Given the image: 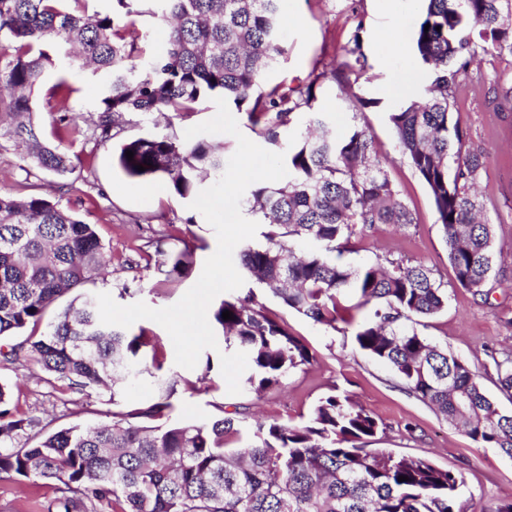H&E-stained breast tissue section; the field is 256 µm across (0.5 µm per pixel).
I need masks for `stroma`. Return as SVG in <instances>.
I'll return each mask as SVG.
<instances>
[{"mask_svg":"<svg viewBox=\"0 0 512 512\" xmlns=\"http://www.w3.org/2000/svg\"><path fill=\"white\" fill-rule=\"evenodd\" d=\"M285 16L283 38L288 55L277 69L268 72V79L303 83L312 69L325 71L316 94L327 121L339 135L356 123L368 127L390 180L418 219L406 228L377 224L356 231L342 261L357 267L404 259L432 269L448 293V303L440 314L416 321L415 329L479 369L487 392L497 395L492 356L512 347V103L498 108L493 99L512 88V54H478L473 78L459 91L455 114L473 145L488 154L478 191L494 226L495 248L490 281L484 294L475 295L455 287L429 190L402 156L388 122L389 112L399 103L390 90L415 63L411 45L418 11L405 0H286ZM392 29L400 31L403 51H383V37ZM358 57L365 61L359 79L344 87L328 78V71ZM67 79L73 88L67 108L79 117L90 115L99 103L105 75L74 69ZM354 95L374 100V107L354 113L348 104ZM153 129L150 122L127 124L119 138L76 145L72 149L75 171L64 177L35 167L22 170L15 147L0 149V192L49 198L94 225L108 264L99 277L85 285V292L109 293L121 305L141 301L163 308L179 301L197 282L206 259L216 250L217 239L204 217L188 223L192 211L167 179L134 180L119 168L120 139ZM162 234L180 237L193 248L190 275L177 285L165 286L159 284L154 269L144 268L137 274L140 283H132L135 274L127 270V261L142 255L147 241ZM243 288L253 293L266 314L287 322L290 332L309 347L311 363L291 370L281 385L262 394L245 389L232 395L217 351L209 353L211 372L199 366L191 370L179 367L167 331L154 321H137L132 332H144L159 342L164 353L162 372L178 380L174 417L208 420L223 407L239 409L251 424L259 420L297 425L307 419L319 398L345 394L384 426L383 432L368 440V447L419 456L461 473L464 512H488L490 507L512 502V459L499 449L477 446L410 394L388 365L359 349L354 325L342 324L331 330L289 310L254 280H246ZM1 381L10 388L15 410L38 418V431L43 435L111 420L113 411L135 409L154 396L153 379L147 375L116 396L105 389L76 392L65 383H49L44 370L33 362L0 367ZM52 496L48 487L0 480V512H34V503H46Z\"/></svg>","mask_w":512,"mask_h":512,"instance_id":"stroma-1","label":"stroma"}]
</instances>
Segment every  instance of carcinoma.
I'll list each match as a JSON object with an SVG mask.
<instances>
[{"label": "carcinoma", "mask_w": 512, "mask_h": 512, "mask_svg": "<svg viewBox=\"0 0 512 512\" xmlns=\"http://www.w3.org/2000/svg\"><path fill=\"white\" fill-rule=\"evenodd\" d=\"M88 0H0V141L24 143L23 161L57 175L74 171L70 149L114 137L116 119H165L167 131L132 137L118 163L131 178L162 176L191 201L224 172V150L186 142L173 120L224 97L273 145L305 110L309 127L282 149L288 176L250 185L242 205L267 224L263 242L240 252L243 268L282 303L332 330L373 306L356 332L359 348L392 367L406 389L480 447L512 458V412L487 394L481 375L403 321L443 310L448 295L431 269L390 260L359 268L336 259L355 229L407 226L413 212L390 181L368 128L336 135L317 108L315 85L269 83L265 71L288 55L284 0H111L112 12L87 14ZM416 61L429 72L420 100L389 113L402 155L427 186L456 285L482 294L492 270L494 227L474 191L487 155L454 120L456 94L478 51L512 53V0H419ZM171 22L151 43L137 18ZM63 66L49 88L54 143L43 140L31 95L47 69ZM90 67L108 81L84 123L69 115L66 71ZM134 152L128 159L126 152ZM145 170H137V166ZM315 249L297 254L293 242ZM145 258L163 283L186 278L193 252L165 239ZM106 266L94 225L58 203L0 193V338L44 321L49 309ZM230 311L233 319L222 313ZM224 349L247 353L248 389L260 394L312 353L288 325L257 308L253 293L224 298L208 312ZM159 345L100 323L96 299L75 296L37 338L0 350V362L34 361L70 389L128 384L146 348ZM500 392L512 400V351L495 362ZM177 380L159 379L151 404L91 428L69 427L18 446L33 427L15 415L0 383V478L54 489L48 512H460L464 480L426 459L364 448L382 424L351 398L327 394L300 425H247L219 407L207 421L170 419ZM244 442L230 448V441ZM406 476L408 480L399 481Z\"/></svg>", "instance_id": "carcinoma-1"}]
</instances>
